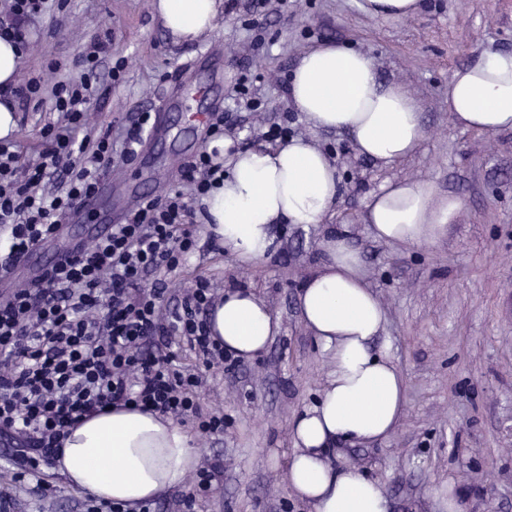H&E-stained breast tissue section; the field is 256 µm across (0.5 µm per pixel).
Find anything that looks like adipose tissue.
I'll list each match as a JSON object with an SVG mask.
<instances>
[{"mask_svg": "<svg viewBox=\"0 0 512 512\" xmlns=\"http://www.w3.org/2000/svg\"><path fill=\"white\" fill-rule=\"evenodd\" d=\"M152 8L171 39L185 42L215 33L224 0H152ZM288 95L311 129L346 132L360 156L385 166L407 159L425 137L412 94L380 82L371 59L345 44L304 51ZM448 115L469 130L512 131V54H487L454 70ZM209 147L223 157L226 174L205 200L208 227L239 263L253 264L272 252V225L321 223L340 196L335 162L305 138L245 150L217 138ZM461 208L453 196L434 206L429 185L389 181L370 195L365 222L378 241L426 246ZM319 250L321 262L299 305L302 323L329 356L331 370L319 396L292 420L286 481L312 512H387L381 484L354 465L333 464L331 449L393 433L406 406L405 377L387 350L372 348L385 312L347 232L327 234ZM209 321L225 350L244 360L265 352L280 329L268 303L248 289L226 291ZM196 457L189 435L172 419L111 408L70 428L58 468L73 488L135 503L179 486Z\"/></svg>", "mask_w": 512, "mask_h": 512, "instance_id": "obj_1", "label": "adipose tissue"}]
</instances>
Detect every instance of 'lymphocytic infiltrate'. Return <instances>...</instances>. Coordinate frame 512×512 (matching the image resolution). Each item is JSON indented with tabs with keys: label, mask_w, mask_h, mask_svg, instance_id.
<instances>
[{
	"label": "lymphocytic infiltrate",
	"mask_w": 512,
	"mask_h": 512,
	"mask_svg": "<svg viewBox=\"0 0 512 512\" xmlns=\"http://www.w3.org/2000/svg\"><path fill=\"white\" fill-rule=\"evenodd\" d=\"M47 8V0H0V37L28 51L27 28ZM110 52V38H97L81 55L79 78H31L10 88L22 101L50 103L64 121L45 128L36 158L0 143V271L10 272L51 238L114 157L136 155L150 113L117 133L88 126L99 100L97 68ZM223 180V164L200 152L176 189L143 197L110 236L0 295V433L20 447L0 465V512H11L19 486L44 492L43 467L57 460L66 429L107 406L130 405L192 421L206 436L223 434V411H203L200 403L208 374L233 362L208 325L219 296L199 278L174 306L165 303L168 275L196 247L193 204ZM184 349L197 365L177 364Z\"/></svg>",
	"instance_id": "lymphocytic-infiltrate-1"
}]
</instances>
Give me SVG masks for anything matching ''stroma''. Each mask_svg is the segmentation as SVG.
Segmentation results:
<instances>
[{
  "mask_svg": "<svg viewBox=\"0 0 512 512\" xmlns=\"http://www.w3.org/2000/svg\"><path fill=\"white\" fill-rule=\"evenodd\" d=\"M216 33L198 43L172 42L151 0H62L37 25L34 48L20 71L63 73L90 40L112 34V58L125 63L119 81L101 74L106 91L102 124L125 125L143 109L171 102L166 129L131 163H115L109 182L152 165L146 193L164 194L185 165L210 143L191 128L187 109L227 111L224 134L240 147L262 144L271 123L312 139L335 160L342 190L332 214L308 226L276 224V249L242 265L201 232L195 251L172 273L178 295L199 277L214 288H249L280 321L265 353L211 375L203 407L224 409L223 435L193 437L201 457L219 458L222 485L195 512H311L289 490L285 464L292 452L291 421L324 385L330 360L304 328L299 295L319 260V241L332 228L351 231L367 283L386 323L378 345L387 347L407 382L402 423L388 438L343 445L336 462L360 467L379 481L389 512H441L436 489L455 485L467 512H512V131L488 134L456 126L448 116V78L487 53H512V0H423L408 18H373L358 0H228ZM345 43L369 56L383 82L408 88L421 105L425 140L392 166L360 157L341 131H315L293 108L288 78L308 48ZM243 81L247 92L237 94ZM208 86L200 100L189 86ZM12 139L34 156L46 124L57 113L17 109ZM390 180L433 186L438 198L463 207L431 245L377 241L363 220L371 193ZM53 492L40 498L21 489L20 512H84L86 492L50 468Z\"/></svg>",
  "mask_w": 512,
  "mask_h": 512,
  "instance_id": "1",
  "label": "stroma"
}]
</instances>
